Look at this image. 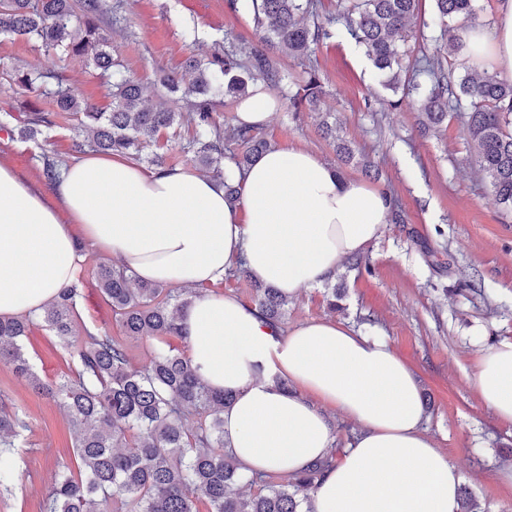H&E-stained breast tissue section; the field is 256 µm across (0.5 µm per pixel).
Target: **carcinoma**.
Wrapping results in <instances>:
<instances>
[{"instance_id": "cac0c4a2", "label": "carcinoma", "mask_w": 512, "mask_h": 512, "mask_svg": "<svg viewBox=\"0 0 512 512\" xmlns=\"http://www.w3.org/2000/svg\"><path fill=\"white\" fill-rule=\"evenodd\" d=\"M327 22L318 20L316 0H227L234 13L252 16L259 44L232 45L201 60L186 58L163 80L166 101L145 104L137 81L112 53L108 30L127 22L124 0H0V36L38 44L45 64L9 71L12 92L51 99L54 111L35 105L19 114L15 131L35 140L59 120L79 116V148L110 155H139L160 133L193 115V153L199 170L224 185L225 198L237 201L241 185L226 170L242 171L271 147L254 127L230 132L214 114L224 100L238 103L261 84L279 90L294 111H320L322 82L308 66L297 76L283 73L274 51L295 58L333 37L341 22L361 45L385 90L401 93L390 101L397 110L409 103L431 125L462 112L472 144L471 161L505 212L512 214V81L488 71L468 69L453 79L430 55L409 60L408 42L425 31L445 35L448 22L473 15V0H434L430 19L419 18L420 0H343ZM81 58L99 71L112 102L103 111L70 85L58 62ZM98 286L112 306L115 321L128 338L180 337L179 319L195 288L159 284L131 287L132 276L115 265L101 264ZM256 305L273 327L286 314L288 297L278 289L253 285ZM78 285L62 290L41 314L0 318V362L41 394L59 403L77 432V471L60 475L44 501L43 512H311L310 494L335 460L326 456L308 468L273 483L268 475L249 479L263 491L244 495L232 490L243 479L241 466L224 443V405L232 397L209 389L177 349L154 348L148 369L133 368L125 344L106 330L84 329L77 346V377L46 383L33 371L22 345L30 325L41 321L63 343L77 335L74 319ZM193 416L188 429L184 420ZM29 423L0 397V490L18 473L12 449Z\"/></svg>"}]
</instances>
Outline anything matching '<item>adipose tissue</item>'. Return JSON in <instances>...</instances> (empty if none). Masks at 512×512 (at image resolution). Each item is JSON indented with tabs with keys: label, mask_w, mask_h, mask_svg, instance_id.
I'll use <instances>...</instances> for the list:
<instances>
[{
	"label": "adipose tissue",
	"mask_w": 512,
	"mask_h": 512,
	"mask_svg": "<svg viewBox=\"0 0 512 512\" xmlns=\"http://www.w3.org/2000/svg\"><path fill=\"white\" fill-rule=\"evenodd\" d=\"M466 39L511 78L512 0H501L492 30ZM390 218L389 194L302 147L259 156L235 203L190 166L85 156L36 185L0 163V317L40 314L75 283L83 234L139 281L198 287L181 318L187 357L206 385L232 394L224 440L245 473L295 474L326 456L337 413L359 431L312 493L311 512H459L460 474L423 431L417 377L385 339L325 319L280 335L257 306L213 290L240 267L295 296L364 252ZM473 385L512 422V341L478 358Z\"/></svg>",
	"instance_id": "adipose-tissue-1"
}]
</instances>
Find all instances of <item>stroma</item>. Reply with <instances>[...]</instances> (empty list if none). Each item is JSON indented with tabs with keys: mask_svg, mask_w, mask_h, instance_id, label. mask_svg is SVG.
I'll return each instance as SVG.
<instances>
[{
	"mask_svg": "<svg viewBox=\"0 0 512 512\" xmlns=\"http://www.w3.org/2000/svg\"><path fill=\"white\" fill-rule=\"evenodd\" d=\"M126 13L128 23L112 31V42L149 97L186 56L206 58L229 43L258 40L251 17L232 13L226 0H127ZM311 60L324 83L325 106L336 116V138L378 164L382 175L374 185L399 201L405 221L386 224L380 240L364 251L369 269H346L339 311L327 309V286L303 288L290 300L280 329L333 317L354 332L385 339L414 370L424 428L457 466L462 485L482 512H512V489L496 479L512 465V423L498 419L472 384L478 356L512 340V217L471 164L462 117L449 114L426 131L414 109H391L393 93L381 88L344 26L315 46ZM320 121L318 113L285 104L262 133L272 144L313 151L342 177L362 178L360 167L341 162ZM41 154L37 142L0 132V161L29 181L43 180ZM83 255L77 325L119 335L96 280L98 266L111 258L89 244ZM477 284L490 288L488 300L474 297ZM23 344L43 381L78 367L74 350L43 323L30 328ZM0 394L31 427L15 450L20 474L0 512H41L56 472L73 459L75 431L63 408L2 363Z\"/></svg>",
	"mask_w": 512,
	"mask_h": 512,
	"instance_id": "35a3bbf8",
	"label": "stroma"
}]
</instances>
